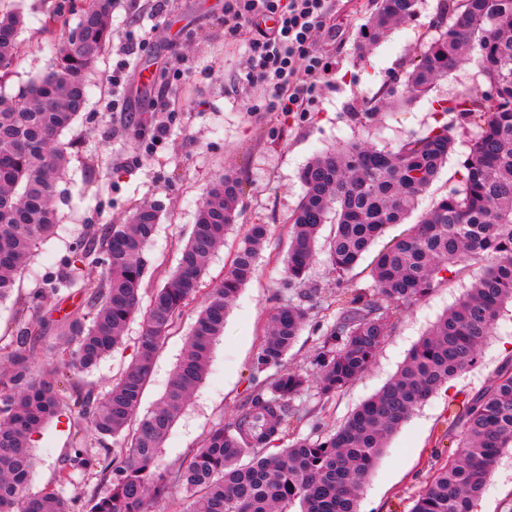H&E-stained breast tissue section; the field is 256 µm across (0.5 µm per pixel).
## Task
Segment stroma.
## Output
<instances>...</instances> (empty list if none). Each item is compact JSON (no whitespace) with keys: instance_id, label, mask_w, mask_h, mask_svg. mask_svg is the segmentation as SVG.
I'll return each instance as SVG.
<instances>
[{"instance_id":"1","label":"stroma","mask_w":512,"mask_h":512,"mask_svg":"<svg viewBox=\"0 0 512 512\" xmlns=\"http://www.w3.org/2000/svg\"><path fill=\"white\" fill-rule=\"evenodd\" d=\"M447 0H418L415 17L397 25L378 43H368L364 29L376 0H336V15L328 28L317 31L310 53L333 61L329 75L319 79L309 110L303 114L267 112L265 92L246 86L238 75L248 64L246 36L224 32V0H117L112 12L114 40L89 76L85 111L64 135L75 142L56 199L60 226L39 246L21 288L0 304V334L12 326L13 305L37 288L43 275L56 272L69 248L88 224L123 223L139 202L164 207L148 247L155 270L148 288L163 285L176 268L179 247L187 240L196 213L212 182L233 172L242 182L240 226L265 224L268 238L255 278L240 292L215 343L204 382L192 395L171 428L159 453V466L175 469L185 463L214 428L231 422L244 397L254 387L253 362L271 315L286 303L282 292V260L288 251L289 213L296 207L303 186L302 168L316 155L346 142L361 140L380 150L398 151L403 142L446 125L454 148L437 179L421 197L418 211L405 223L389 225L376 239L345 282L349 288H370L371 268L377 255L404 236L433 202L456 187L461 164L475 127L460 128L452 113L434 109L436 100H449L465 91L485 92L489 85L480 69L464 64L438 80L429 95L407 102L400 98L410 63L424 43L447 21ZM49 0H0V9L21 8L24 26L19 39L24 47L0 91L14 95L33 78L47 71L55 58V42L42 31ZM127 68L120 87L112 85L117 62ZM166 73L170 84L143 83L141 71ZM377 107L376 121L364 125L358 112ZM150 115L153 124L165 125L161 144L136 136L128 116ZM479 273L469 267L425 298L406 305L394 329L383 341L371 366L343 393L325 400L308 388L294 401L303 414L296 434L315 437L334 429L398 371L411 349L452 307ZM310 280L322 299L285 357L287 368L312 373L319 325L336 314L330 294L336 276L326 255H319ZM196 317L188 307L159 352L150 383L141 400V412L156 406L178 364ZM140 321L130 323L124 345L101 361L87 377L98 392H105L133 359ZM512 363V305H506L484 345L478 363L451 380L395 432L378 459L360 499V512H409L438 466L455 456L460 432L450 415L462 402L486 386L501 367ZM68 417L53 420L35 444L39 461L31 490L54 485L59 459L71 443ZM474 512H512V450L496 465L486 492Z\"/></svg>"}]
</instances>
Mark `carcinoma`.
<instances>
[{"label": "carcinoma", "instance_id": "obj_1", "mask_svg": "<svg viewBox=\"0 0 512 512\" xmlns=\"http://www.w3.org/2000/svg\"><path fill=\"white\" fill-rule=\"evenodd\" d=\"M115 4H53L43 30L58 38L54 63L18 94L0 92V301L13 293L35 249L58 226V183L74 148L61 136L85 109L88 75L112 43L108 19ZM415 10L416 0H378L367 38L378 41L390 24L412 19ZM448 14L452 23L411 64L405 94L427 95L467 60L477 62L495 88L492 96L462 92L441 107L463 125L481 124L462 162L460 186L379 255L372 290L336 299L339 314L322 330L312 360L318 394L336 396L367 370L403 307L462 268L483 265L397 373L335 430L268 452L288 436L292 402L309 386L308 377L285 368L283 360L309 318L304 302L320 294L309 272L322 226L336 225L325 253L340 285L388 225L404 222L436 179L453 148L446 126L407 140L396 152L348 142L302 169L304 192L289 217L282 280L297 300L276 309L262 338L254 370L265 377L236 419L210 431L175 470L159 471V449L205 380L224 320L256 274L268 225L248 226L224 279L203 291L208 260L240 215L241 183L224 173L204 197L176 269L145 305L146 250L162 206L140 204L126 224L85 225L59 271L45 276L17 309L10 341L0 345V512H76V502L55 488L28 493L36 437L63 414L73 417V431L58 480L98 470L110 483L90 498L85 512H152L175 487L190 493L191 512H288L296 502L300 512H359L362 488L390 437L436 390L476 363L504 304L512 303V0H448ZM21 26L19 12L0 10V83L21 57ZM92 265L103 266L105 276L87 279ZM73 288L83 295L73 310L56 319L41 312L46 291ZM201 293L203 304L163 396L153 411L138 416L159 350ZM137 316L143 328L134 359L100 395L84 377L122 345L125 327ZM50 336L60 346L35 374L31 355ZM89 437L99 451L88 448ZM458 448L410 512H473L502 454L512 448V368L467 400ZM245 456L251 460L243 464Z\"/></svg>", "mask_w": 512, "mask_h": 512}]
</instances>
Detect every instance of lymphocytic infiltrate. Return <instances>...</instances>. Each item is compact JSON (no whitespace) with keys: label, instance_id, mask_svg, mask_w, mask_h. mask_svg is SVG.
Returning a JSON list of instances; mask_svg holds the SVG:
<instances>
[{"label":"lymphocytic infiltrate","instance_id":"lymphocytic-infiltrate-1","mask_svg":"<svg viewBox=\"0 0 512 512\" xmlns=\"http://www.w3.org/2000/svg\"><path fill=\"white\" fill-rule=\"evenodd\" d=\"M334 15L335 0H224L225 30L249 36L239 80L266 89L269 111H306L315 79L331 68L308 45Z\"/></svg>","mask_w":512,"mask_h":512}]
</instances>
